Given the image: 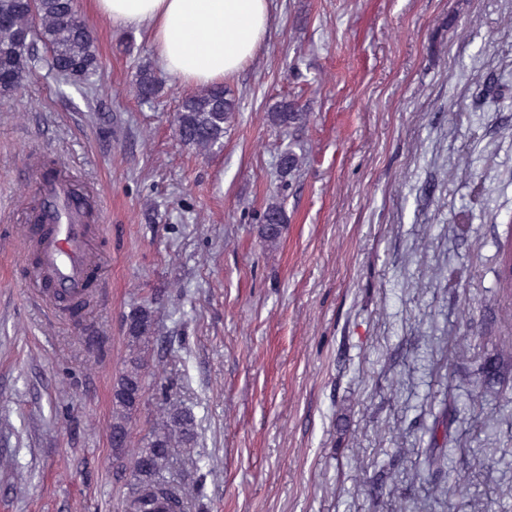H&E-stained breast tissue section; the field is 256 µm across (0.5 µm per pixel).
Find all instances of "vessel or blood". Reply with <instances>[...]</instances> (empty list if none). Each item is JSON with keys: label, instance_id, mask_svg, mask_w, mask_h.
<instances>
[{"label": "vessel or blood", "instance_id": "vessel-or-blood-1", "mask_svg": "<svg viewBox=\"0 0 512 512\" xmlns=\"http://www.w3.org/2000/svg\"><path fill=\"white\" fill-rule=\"evenodd\" d=\"M82 211L83 203L72 195L68 181L42 185L38 215L44 230L35 239L39 268L51 277L57 293L74 299L82 296L91 265Z\"/></svg>", "mask_w": 512, "mask_h": 512}]
</instances>
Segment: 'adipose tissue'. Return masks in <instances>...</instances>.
<instances>
[{"label":"adipose tissue","instance_id":"adipose-tissue-1","mask_svg":"<svg viewBox=\"0 0 512 512\" xmlns=\"http://www.w3.org/2000/svg\"><path fill=\"white\" fill-rule=\"evenodd\" d=\"M117 26L144 29L160 66L193 86L223 84L258 53L269 0H96Z\"/></svg>","mask_w":512,"mask_h":512}]
</instances>
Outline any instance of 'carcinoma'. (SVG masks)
Returning <instances> with one entry per match:
<instances>
[{"label": "carcinoma", "instance_id": "obj_1", "mask_svg": "<svg viewBox=\"0 0 512 512\" xmlns=\"http://www.w3.org/2000/svg\"><path fill=\"white\" fill-rule=\"evenodd\" d=\"M42 45L50 68L68 83L80 86L92 82L100 68L95 37L90 27L79 18L74 0H0V72H16L15 82H0V98L15 92L32 68L34 44ZM162 79L149 64L139 67L135 81L136 97L151 102L161 93ZM503 96L498 76L489 72L476 95L472 107ZM237 112L235 99L224 87L205 88L187 95L175 116V132L179 140L208 155L224 145V130ZM312 114L295 100H282L268 113L270 126L291 132L310 123ZM304 157L290 150L279 162V176L286 179L302 166ZM288 217L283 201L277 196L268 200L258 227L262 246L274 248L281 240ZM500 288L512 292V219L498 238ZM93 299V288L84 298L66 301V310L75 318H85ZM128 351L112 386V447L126 455L132 422L146 404L151 384L148 362L154 341L153 311L144 305L133 308L125 320ZM470 346L462 337L453 346L452 360L439 374L438 386L444 394L459 383H469L476 395L499 392L501 384L512 380V344L501 347L493 358L475 367L468 365ZM433 424L426 429L428 447L393 449L388 462L374 465L370 482L391 489L405 466L414 469L418 480L429 486L436 498L453 504L466 494V472L448 467V449L459 447L465 433L458 421L460 411L448 416V401L432 414ZM195 416L190 408L172 403L131 454L130 491L122 501V512H187L194 485L173 478L174 451L196 445Z\"/></svg>", "mask_w": 512, "mask_h": 512}]
</instances>
